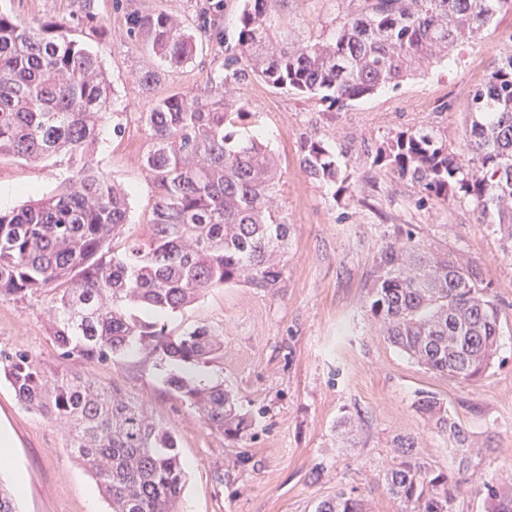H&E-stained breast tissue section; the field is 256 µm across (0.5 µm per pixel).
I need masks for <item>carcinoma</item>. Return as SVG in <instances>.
Returning a JSON list of instances; mask_svg holds the SVG:
<instances>
[{"label":"carcinoma","instance_id":"cac0c4a2","mask_svg":"<svg viewBox=\"0 0 512 512\" xmlns=\"http://www.w3.org/2000/svg\"><path fill=\"white\" fill-rule=\"evenodd\" d=\"M280 0H244L236 51L224 59V85L246 78L327 102H350L396 85L456 46L475 40L512 0H349L322 41L278 39L267 19ZM129 36L169 68L195 51L193 35L164 11L128 15ZM112 105L96 55L54 21L24 24L0 12V159L67 156L72 169L57 194L0 212V299L48 298L50 336L63 360L116 366L134 348L148 351L168 391L196 407L207 429L236 438L250 426L224 384L189 371L224 354L216 330L199 323L178 335L161 317L191 307L212 288L242 284L271 292L284 282L288 225L274 207L278 168L269 146L236 128L246 105L204 104L174 94L143 113L151 132L144 167L159 195L142 237L129 233L127 194L86 161ZM463 144L448 147L429 123L395 133L370 166L417 184L427 199L450 198L494 216L504 255L512 256V52L467 96ZM300 164L314 180L348 191L336 153L307 138ZM369 313L383 337L427 370L471 382L489 368L505 317L476 267L432 256L412 241L379 255ZM0 377L27 410L69 421V448L112 512H178L186 482L178 440L141 404L79 376L50 375L27 350H0ZM417 409L449 438L458 470L475 449L436 396ZM403 512H453L475 490L487 512H512V488L492 478L453 481L397 441L383 474ZM316 512H363L344 491Z\"/></svg>","mask_w":512,"mask_h":512}]
</instances>
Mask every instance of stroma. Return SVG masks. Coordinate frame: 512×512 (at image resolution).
<instances>
[{
	"label": "stroma",
	"instance_id": "1",
	"mask_svg": "<svg viewBox=\"0 0 512 512\" xmlns=\"http://www.w3.org/2000/svg\"><path fill=\"white\" fill-rule=\"evenodd\" d=\"M242 6L243 0H224L215 12L209 0H94L105 29L97 38L78 21L75 0H0V10L21 22L58 21L69 38L97 52L110 76L112 107L88 159L128 190L132 233H147L158 196L141 163L150 144L142 112L174 93L249 103L253 115L240 133L261 137L281 160L276 206L290 226L283 286L272 293L214 288L166 320L176 331L201 322L222 332L223 356L195 375L230 388L252 415L251 427L235 439L209 432L193 407L166 391L145 353L120 367L60 359L39 297L0 300V350L25 349L49 373L86 375L120 389L171 427L188 465L180 512H315L342 488L359 496L367 512H402L382 481L398 438H414L428 466L457 472L451 443L416 409L422 391L443 400L478 448V470L512 486V258L504 257L493 225L480 223L473 205L423 201L418 185L376 173L367 159L388 136L426 123L439 126L449 145L460 144L469 91L512 51V13L495 18L476 42L455 47L453 63L429 64L397 87L336 110L257 79L223 86ZM343 8L342 0H281L270 30L317 41L333 32ZM158 10L188 26L196 51L180 68L156 65L161 76L147 90L138 75L153 62L131 40L126 17ZM310 136L335 150L350 191L333 193L301 168L300 146ZM70 175L62 156L0 160V189L34 188L13 197L12 209L29 196L58 193ZM407 238L426 252L474 265L507 314L497 354L477 381L426 370L389 344L367 312L379 254ZM0 426L14 437L0 480L22 484L20 512H110L68 448L64 425L24 409L3 380Z\"/></svg>",
	"mask_w": 512,
	"mask_h": 512
}]
</instances>
